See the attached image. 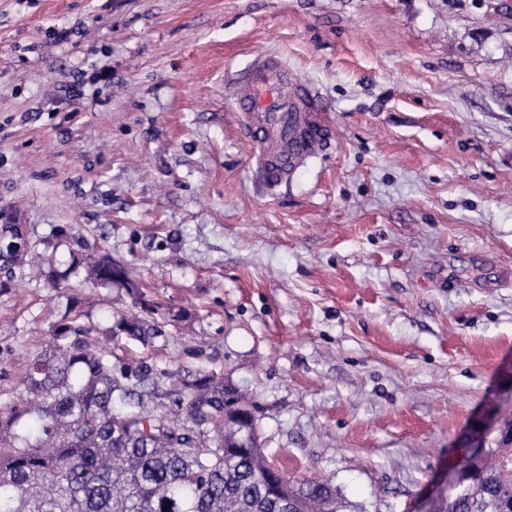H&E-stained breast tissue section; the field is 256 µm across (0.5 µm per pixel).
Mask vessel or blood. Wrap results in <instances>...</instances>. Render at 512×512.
<instances>
[{"label": "vessel or blood", "mask_w": 512, "mask_h": 512, "mask_svg": "<svg viewBox=\"0 0 512 512\" xmlns=\"http://www.w3.org/2000/svg\"><path fill=\"white\" fill-rule=\"evenodd\" d=\"M244 136L259 146L251 164L269 189L287 181L325 144L323 108L274 55L254 62L235 99Z\"/></svg>", "instance_id": "1"}]
</instances>
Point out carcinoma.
Wrapping results in <instances>:
<instances>
[{
	"instance_id": "obj_1",
	"label": "carcinoma",
	"mask_w": 512,
	"mask_h": 512,
	"mask_svg": "<svg viewBox=\"0 0 512 512\" xmlns=\"http://www.w3.org/2000/svg\"><path fill=\"white\" fill-rule=\"evenodd\" d=\"M28 228L0 230V293L33 265ZM49 288L68 274L39 255ZM87 279L126 289L105 337L153 345L161 305L134 269L72 254ZM62 317L23 368V393L0 404V512H344L327 480H290L253 440L256 404L217 372L159 367L100 344L71 288ZM466 481L438 512H512V422L466 458Z\"/></svg>"
}]
</instances>
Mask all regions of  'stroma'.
<instances>
[{
	"label": "stroma",
	"instance_id": "35a3bbf8",
	"mask_svg": "<svg viewBox=\"0 0 512 512\" xmlns=\"http://www.w3.org/2000/svg\"><path fill=\"white\" fill-rule=\"evenodd\" d=\"M267 53L330 138L273 192L233 97ZM0 209L189 309L113 352L247 389L266 453L347 512L447 500L512 420V0H0ZM69 283L103 329L130 303ZM64 307L0 294V401Z\"/></svg>",
	"mask_w": 512,
	"mask_h": 512
}]
</instances>
